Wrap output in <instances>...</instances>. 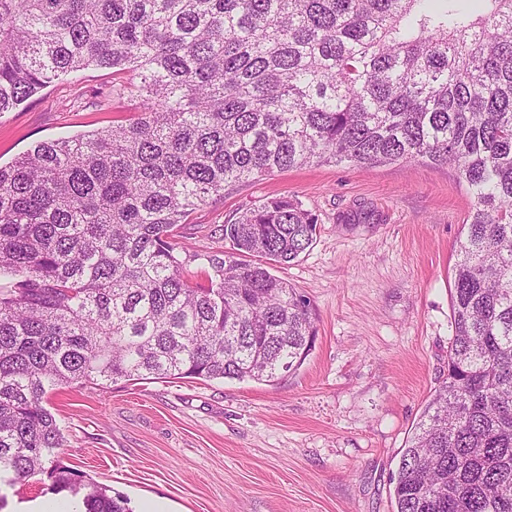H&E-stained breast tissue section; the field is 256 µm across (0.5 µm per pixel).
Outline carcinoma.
<instances>
[{"mask_svg": "<svg viewBox=\"0 0 512 512\" xmlns=\"http://www.w3.org/2000/svg\"><path fill=\"white\" fill-rule=\"evenodd\" d=\"M0 0V114L65 74H131L138 117L0 165V477L130 512L60 457L71 384L273 383L315 343L270 267L318 219L271 198L216 229L203 276L175 239L224 190L313 163L452 164L473 198L448 376L393 478L396 512H512V0Z\"/></svg>", "mask_w": 512, "mask_h": 512, "instance_id": "1", "label": "carcinoma"}]
</instances>
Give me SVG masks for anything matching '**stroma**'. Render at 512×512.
I'll use <instances>...</instances> for the list:
<instances>
[{"mask_svg": "<svg viewBox=\"0 0 512 512\" xmlns=\"http://www.w3.org/2000/svg\"><path fill=\"white\" fill-rule=\"evenodd\" d=\"M112 72L54 80L0 115V162L37 142L127 123L136 93L111 97ZM302 203L317 236L274 267L312 303L317 336L296 373L272 384L186 378L71 385L47 407L64 464L125 496L133 512H395L392 475L448 374L450 290L472 206L453 166L322 163L226 190L178 238L223 250L218 225L272 197Z\"/></svg>", "mask_w": 512, "mask_h": 512, "instance_id": "stroma-1", "label": "stroma"}]
</instances>
